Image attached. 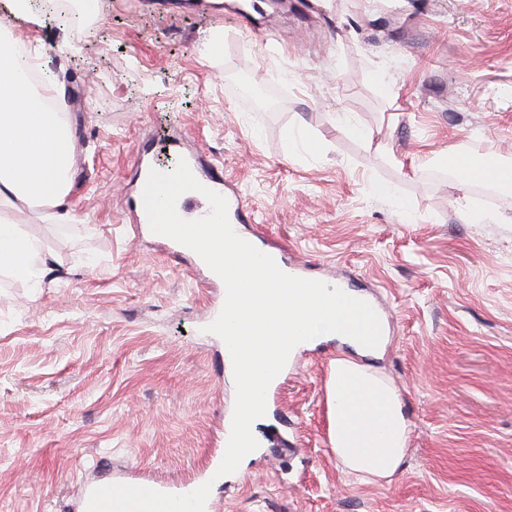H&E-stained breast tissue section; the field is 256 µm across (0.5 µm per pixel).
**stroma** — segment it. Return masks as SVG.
<instances>
[{
  "instance_id": "stroma-1",
  "label": "stroma",
  "mask_w": 512,
  "mask_h": 512,
  "mask_svg": "<svg viewBox=\"0 0 512 512\" xmlns=\"http://www.w3.org/2000/svg\"><path fill=\"white\" fill-rule=\"evenodd\" d=\"M211 0H101L97 20L17 21L64 83L76 142L71 224L0 204L59 259L0 273V512H73L84 486L187 485L224 450L238 401L224 290L128 221L133 162L198 152L288 251L373 287L394 334L369 359L410 424L390 478L354 482L329 437L324 341L288 366L259 455L217 512H512V191L459 186L440 157L512 165V0H281L267 38ZM222 37L219 55L203 46ZM271 85L285 105L266 111ZM387 186L380 195L378 186Z\"/></svg>"
}]
</instances>
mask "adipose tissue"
Instances as JSON below:
<instances>
[{
  "instance_id": "ef3b65f1",
  "label": "adipose tissue",
  "mask_w": 512,
  "mask_h": 512,
  "mask_svg": "<svg viewBox=\"0 0 512 512\" xmlns=\"http://www.w3.org/2000/svg\"><path fill=\"white\" fill-rule=\"evenodd\" d=\"M75 150L66 113L45 108L39 90L18 75L15 44L1 24L0 201L45 206L54 223L74 222L67 195ZM167 230L224 276V345L240 393L225 470L256 454L254 426L266 414L263 394L295 348L333 339L348 347L332 360L326 386L333 450L362 482L391 476L405 456L409 424L397 389L364 363L381 353L386 338L348 335L355 312L339 296L274 284L250 250L225 238L223 224H171ZM54 262L18 225L0 219L1 272L37 283Z\"/></svg>"
}]
</instances>
